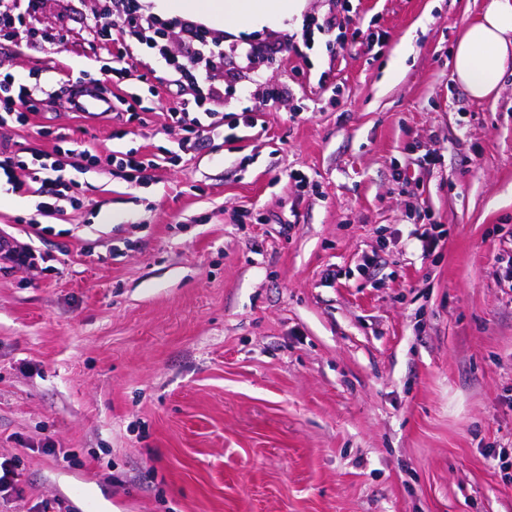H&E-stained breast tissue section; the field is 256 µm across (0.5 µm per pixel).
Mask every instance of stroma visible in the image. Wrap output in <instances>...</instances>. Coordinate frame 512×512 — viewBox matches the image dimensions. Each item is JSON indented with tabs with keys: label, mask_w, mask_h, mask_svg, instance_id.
<instances>
[{
	"label": "stroma",
	"mask_w": 512,
	"mask_h": 512,
	"mask_svg": "<svg viewBox=\"0 0 512 512\" xmlns=\"http://www.w3.org/2000/svg\"><path fill=\"white\" fill-rule=\"evenodd\" d=\"M342 2L202 23L224 134L196 148L147 49L130 121L56 101L96 89L122 25L102 0H23L0 32V70L37 79L27 122L0 124V233L38 256L0 269L23 490L0 512H512V74L493 100L453 78L485 0ZM55 151L73 186L46 213L31 177ZM115 151L156 165L132 180Z\"/></svg>",
	"instance_id": "1"
}]
</instances>
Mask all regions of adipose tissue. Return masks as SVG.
<instances>
[{
  "label": "adipose tissue",
  "mask_w": 512,
  "mask_h": 512,
  "mask_svg": "<svg viewBox=\"0 0 512 512\" xmlns=\"http://www.w3.org/2000/svg\"><path fill=\"white\" fill-rule=\"evenodd\" d=\"M156 10L228 26L278 28L298 15L304 0H154ZM512 69V0H487L468 25L453 59L455 81L476 100L497 97Z\"/></svg>",
  "instance_id": "ef3b65f1"
}]
</instances>
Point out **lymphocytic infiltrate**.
I'll list each match as a JSON object with an SVG mask.
<instances>
[{
    "label": "lymphocytic infiltrate",
    "mask_w": 512,
    "mask_h": 512,
    "mask_svg": "<svg viewBox=\"0 0 512 512\" xmlns=\"http://www.w3.org/2000/svg\"><path fill=\"white\" fill-rule=\"evenodd\" d=\"M104 2L109 10L122 16L123 25L116 39V51L100 67L103 82L111 86L131 82L133 75L124 59L133 48L146 47L164 63L175 85L184 89L183 94L172 100L168 112L172 121L186 132L187 144L196 146L204 139L220 135L224 114L218 109L220 95L209 79V72L221 64L223 51L207 48L197 26L186 22L181 29L189 49L183 55L172 54L160 39L156 17L130 10L127 0Z\"/></svg>",
    "instance_id": "obj_1"
}]
</instances>
